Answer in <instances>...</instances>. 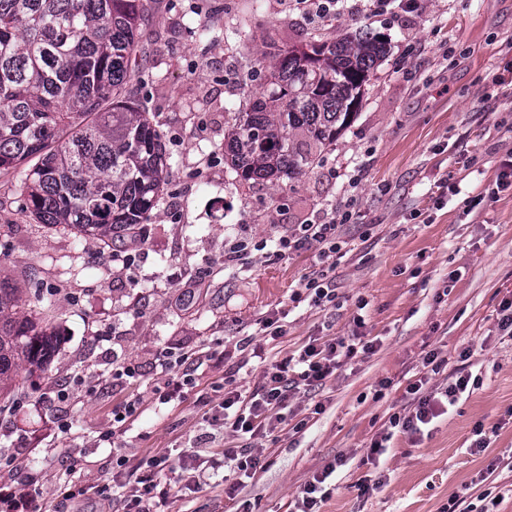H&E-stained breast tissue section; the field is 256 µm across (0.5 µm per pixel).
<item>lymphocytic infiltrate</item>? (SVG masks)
I'll return each mask as SVG.
<instances>
[{
	"label": "lymphocytic infiltrate",
	"mask_w": 512,
	"mask_h": 512,
	"mask_svg": "<svg viewBox=\"0 0 512 512\" xmlns=\"http://www.w3.org/2000/svg\"><path fill=\"white\" fill-rule=\"evenodd\" d=\"M315 243L323 249L336 248V226L328 221L321 224L300 225L297 233L289 238L279 239V256L292 254L301 245ZM371 343L361 337L350 336L333 338L322 344H306L298 354L286 357L265 372L261 388L245 394L237 388H225L224 402L218 414L212 415L209 424L216 432L232 430L250 436L270 437L281 431L287 422L285 411L291 397L297 393L321 385L332 376L338 365L339 356L354 357L358 351H370ZM181 366L180 376L167 381L163 389L157 390V401L169 404L181 401L184 387L192 383L202 366L200 355L183 353L175 357L164 356L163 368ZM470 383L469 377H458L455 384L444 390L442 396L423 393L422 382L408 386L407 391L413 397V407L406 413L393 414L391 427L401 428L406 433L421 432L423 426L441 415L445 404L455 403ZM168 458L163 454L148 456L144 462L142 475L135 479L113 477L111 486L88 491L84 486H71L66 493L68 499L81 501L88 494H96L99 507L109 506L112 498H119L125 504L127 512H162L168 492L160 486L157 476L162 472Z\"/></svg>",
	"instance_id": "obj_1"
}]
</instances>
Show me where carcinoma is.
Here are the masks:
<instances>
[{
    "instance_id": "obj_1",
    "label": "carcinoma",
    "mask_w": 512,
    "mask_h": 512,
    "mask_svg": "<svg viewBox=\"0 0 512 512\" xmlns=\"http://www.w3.org/2000/svg\"><path fill=\"white\" fill-rule=\"evenodd\" d=\"M147 13L148 0H0V175L29 164L22 191L39 222L106 247L151 219L170 168L159 126L130 93L144 74ZM386 54L385 37L364 29L278 50L270 88L235 113L224 140L236 176L306 174ZM54 351L0 278V394Z\"/></svg>"
}]
</instances>
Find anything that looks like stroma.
Returning a JSON list of instances; mask_svg holds the SVG:
<instances>
[{
	"instance_id": "1",
	"label": "stroma",
	"mask_w": 512,
	"mask_h": 512,
	"mask_svg": "<svg viewBox=\"0 0 512 512\" xmlns=\"http://www.w3.org/2000/svg\"><path fill=\"white\" fill-rule=\"evenodd\" d=\"M420 3L396 17L361 0L325 21L292 0H159L143 27L150 78L132 91L153 113L171 169L135 239L108 249L40 224L19 190L25 167L0 178V275L56 340L45 371L22 380L0 413V456L14 462L15 487L38 491L41 512H93L94 502L66 499L62 474L108 485L116 458L131 474L148 452L170 456L159 475L170 490L165 512H294L321 473L319 512H448L454 497L473 512H512V471L493 474L496 502L478 481L512 456V337L496 319L512 300V190L465 205L494 187L512 151V0ZM239 27L252 39H237ZM360 27L386 36L388 54L350 125L302 177L236 178L224 134L232 113L264 91L266 57ZM331 217L337 252L272 253L296 225ZM235 237L267 247L228 270L224 242ZM319 268L336 300L317 307L304 282ZM271 315L285 330L274 341L262 330ZM353 334L372 351L291 398L277 437L225 432L224 447L252 449L262 463L234 498L220 465L207 486L183 489L182 459L207 431L205 413L222 404L223 381L256 391L303 345ZM206 345L222 352L196 386L175 406L156 404L170 377L160 354ZM431 352L442 362L436 373L423 365ZM76 374L83 387L58 401ZM462 375L476 385L423 432L391 428L412 402L410 383L425 379L431 391ZM135 395L149 410L116 443L100 442ZM479 433L488 446L476 453ZM383 435V453H372Z\"/></svg>"
}]
</instances>
